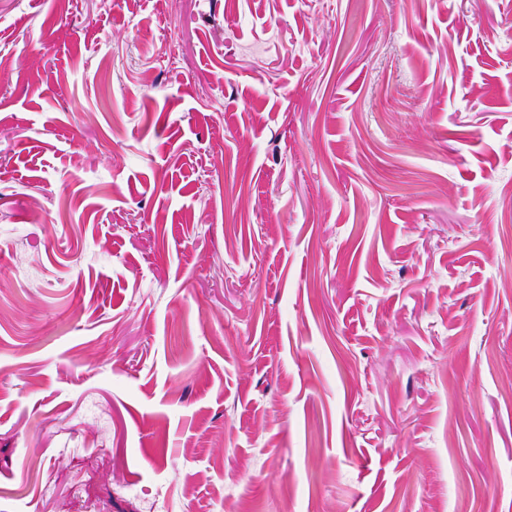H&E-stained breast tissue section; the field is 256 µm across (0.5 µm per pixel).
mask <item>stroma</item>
<instances>
[{
    "instance_id": "35a3bbf8",
    "label": "stroma",
    "mask_w": 512,
    "mask_h": 512,
    "mask_svg": "<svg viewBox=\"0 0 512 512\" xmlns=\"http://www.w3.org/2000/svg\"><path fill=\"white\" fill-rule=\"evenodd\" d=\"M0 512H512V0H0Z\"/></svg>"
}]
</instances>
